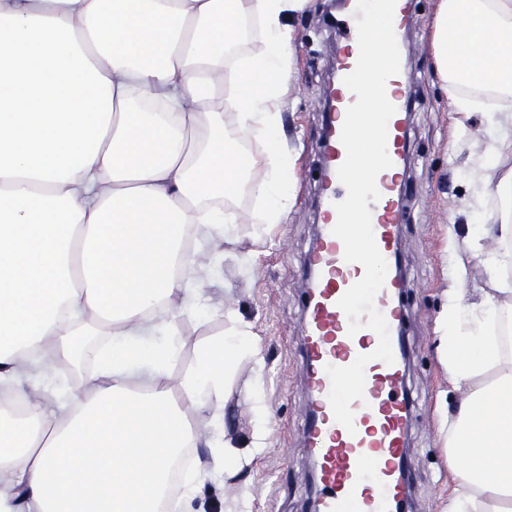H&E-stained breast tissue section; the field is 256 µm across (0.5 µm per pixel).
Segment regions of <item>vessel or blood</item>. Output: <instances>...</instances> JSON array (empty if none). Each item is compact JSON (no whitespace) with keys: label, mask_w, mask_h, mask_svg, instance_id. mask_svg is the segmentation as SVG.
Returning <instances> with one entry per match:
<instances>
[{"label":"vessel or blood","mask_w":512,"mask_h":512,"mask_svg":"<svg viewBox=\"0 0 512 512\" xmlns=\"http://www.w3.org/2000/svg\"><path fill=\"white\" fill-rule=\"evenodd\" d=\"M357 0H346L336 27L345 49L335 59L338 83L332 109L325 115V178L321 184L322 220L314 247L309 251L308 288L304 298L305 326L300 352L307 385L308 420L304 446L314 461L317 512H400L409 495V432L412 402L406 389L407 363L404 331V290L397 267L400 261L401 179L408 162L407 75L390 78L387 96L396 112L388 123L387 150L392 167L377 177L381 197L371 204L376 244L387 263L383 289L375 298L384 314L394 354L393 364L374 360L365 368L363 399L353 401L354 431L334 419L328 400L331 382L326 366H347L358 355L378 345L376 333L361 329L348 332V318L339 308L343 294L363 275L360 264L344 259L342 242L333 235L337 222L336 202L346 189L337 176L346 158L340 132L347 108L355 95L344 85L358 58Z\"/></svg>","instance_id":"1"}]
</instances>
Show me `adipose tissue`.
I'll list each match as a JSON object with an SVG mask.
<instances>
[{"label":"adipose tissue","instance_id":"ef3b65f1","mask_svg":"<svg viewBox=\"0 0 512 512\" xmlns=\"http://www.w3.org/2000/svg\"><path fill=\"white\" fill-rule=\"evenodd\" d=\"M305 3L0 0V512H185V492L240 460L224 395L241 357L263 358L248 322L212 309L205 257L242 220L287 219V20ZM245 21L260 42L236 56ZM432 53L456 112L495 100V167L512 0H439ZM478 186L500 202L495 249L468 243L493 286L473 295L456 266L440 313L444 512H512V171ZM211 314L222 329L171 383L183 323Z\"/></svg>","mask_w":512,"mask_h":512}]
</instances>
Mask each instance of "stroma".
I'll return each mask as SVG.
<instances>
[{"instance_id": "1", "label": "stroma", "mask_w": 512, "mask_h": 512, "mask_svg": "<svg viewBox=\"0 0 512 512\" xmlns=\"http://www.w3.org/2000/svg\"><path fill=\"white\" fill-rule=\"evenodd\" d=\"M438 0H416L402 36L410 77V163L403 176L402 272L410 283V364L407 389L413 399L410 456L414 463L407 512H443L453 483L443 450L447 427L448 371L439 356L438 316L453 286L451 268L464 263L471 287L484 288L483 265L450 240L489 233L497 199L472 211V176L478 171L488 124L482 114L461 120L435 72L429 53ZM328 0H307L290 22L292 80L283 107V134L292 156L293 199L288 220L255 238L242 222L227 253L212 255V291L253 326L264 357L262 370L250 360L238 365V383L224 407V432L242 452L237 473L206 482L198 500L204 512H224L225 503L245 501L247 512H309L314 495L311 462L302 439L306 385L298 344L303 334L301 295L304 259L316 237L321 212V103L334 66L336 29L327 20ZM264 421L267 446L249 456L257 421Z\"/></svg>"}]
</instances>
